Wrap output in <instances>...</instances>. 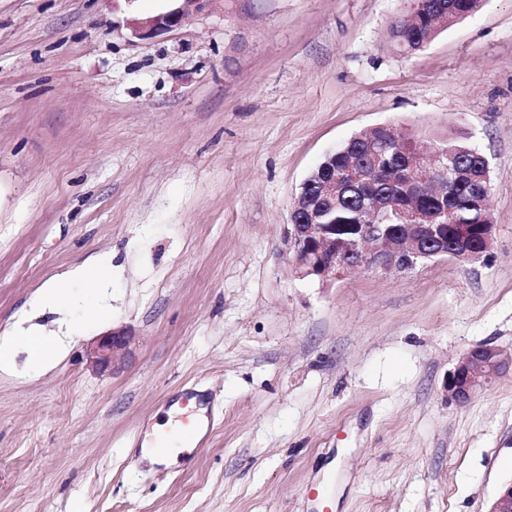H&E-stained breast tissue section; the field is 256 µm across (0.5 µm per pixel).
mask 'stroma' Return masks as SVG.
Returning <instances> with one entry per match:
<instances>
[{"label": "stroma", "mask_w": 512, "mask_h": 512, "mask_svg": "<svg viewBox=\"0 0 512 512\" xmlns=\"http://www.w3.org/2000/svg\"><path fill=\"white\" fill-rule=\"evenodd\" d=\"M0 0V340L62 341L0 366V512H487L512 477V372L467 404L449 370L512 353V0H482L408 55V0ZM379 125L489 164L488 260L295 276L284 236L325 155ZM101 261L91 316L42 286ZM116 371L82 359L114 329ZM214 429L191 460L138 463L182 386ZM178 5L166 12L142 19H135L132 32L138 37H152L169 32L179 26L190 16L204 12L216 0H167Z\"/></svg>", "instance_id": "35a3bbf8"}]
</instances>
